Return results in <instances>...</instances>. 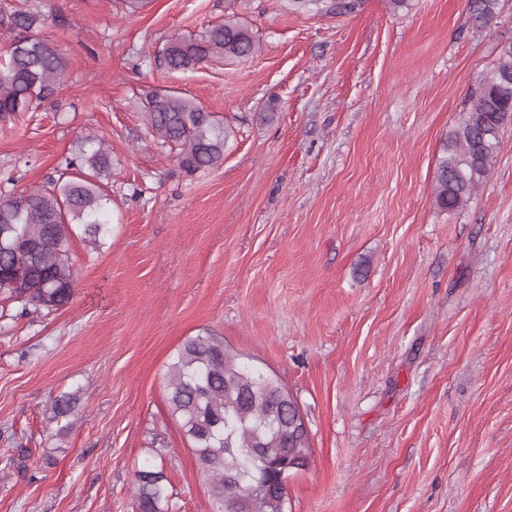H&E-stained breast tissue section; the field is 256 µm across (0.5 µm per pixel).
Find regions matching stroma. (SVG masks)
<instances>
[{"label":"stroma","instance_id":"obj_1","mask_svg":"<svg viewBox=\"0 0 512 512\" xmlns=\"http://www.w3.org/2000/svg\"><path fill=\"white\" fill-rule=\"evenodd\" d=\"M27 0L65 85L0 120V193L42 185L89 135L112 158V232L71 237L66 306L0 290V512H138L144 466L169 512H211L166 399L189 337L278 378L308 430L285 512H512V121L467 204L435 200L467 97L512 40V0ZM233 15L260 49L171 73L154 56ZM236 135L187 175L148 132L150 90ZM73 412L55 417L57 397ZM307 2H316L322 4V11L328 15L344 16L351 14L359 6V0H294L296 4H306ZM499 0H469V18L476 29L483 28L496 14Z\"/></svg>","mask_w":512,"mask_h":512}]
</instances>
